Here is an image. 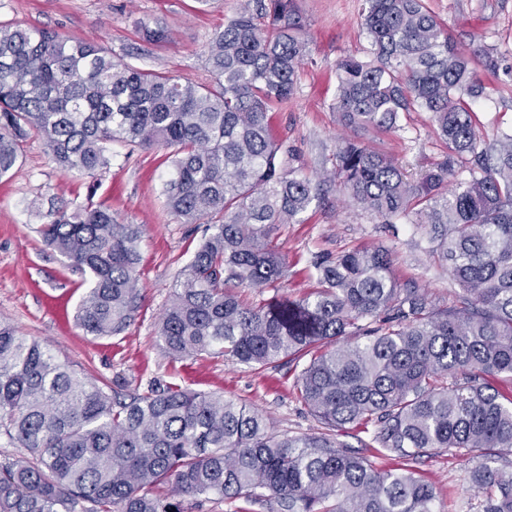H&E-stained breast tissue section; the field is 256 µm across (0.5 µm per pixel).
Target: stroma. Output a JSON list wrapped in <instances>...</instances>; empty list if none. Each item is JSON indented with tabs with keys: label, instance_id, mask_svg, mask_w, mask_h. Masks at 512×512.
<instances>
[{
	"label": "stroma",
	"instance_id": "35a3bbf8",
	"mask_svg": "<svg viewBox=\"0 0 512 512\" xmlns=\"http://www.w3.org/2000/svg\"><path fill=\"white\" fill-rule=\"evenodd\" d=\"M243 0H0V23L19 21L63 36L111 46L124 62L198 83L209 81L205 66L212 31L239 12ZM429 10L464 49L488 46L498 59L496 71L478 70L486 88L478 103L480 145L512 131V0H426ZM309 53L299 69L297 92L272 110V136L287 150L291 167L312 181L335 163L345 131L334 110L336 65L362 55L369 36L362 0H295ZM165 27L171 39L150 44L141 24ZM371 141L399 160L409 175L442 161L447 144L429 113L401 116L396 129L374 133ZM112 162L96 178L62 171L46 155L40 139L23 144L10 178L0 180V323L49 346L63 362L89 377L127 390L152 378L202 393H218L265 415L272 430L288 437L321 432L320 423L300 402L296 378L301 363L281 362L255 370L221 358L175 361L161 349L157 332L177 275L200 244L203 226L181 223L168 209L165 184L172 152L164 147L113 143ZM109 207L124 224H141V300L131 324L120 334L90 336L75 312L84 293L82 277L47 247L37 231L31 204L75 208L88 203ZM288 260L282 294L296 298L317 288L309 265L314 256L383 246L394 259L393 275L441 309L452 308L458 286L446 264L428 252L427 236L415 216L385 224L330 188L323 203L311 205L300 223L275 233ZM474 461L445 454L419 459L417 477L433 487L439 512H481L482 499L471 481Z\"/></svg>",
	"mask_w": 512,
	"mask_h": 512
}]
</instances>
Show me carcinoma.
I'll list each match as a JSON object with an SVG mask.
<instances>
[{
    "label": "carcinoma",
    "instance_id": "cac0c4a2",
    "mask_svg": "<svg viewBox=\"0 0 512 512\" xmlns=\"http://www.w3.org/2000/svg\"><path fill=\"white\" fill-rule=\"evenodd\" d=\"M366 57L336 66V112L354 133L328 178L389 219L415 212L431 253L459 286L435 308L392 275V254L362 248L310 261L319 288L245 303L237 289L277 290L288 262L272 235L320 199V185L286 167L268 112L288 102L308 53L294 0H256L215 30L211 81L194 83L112 57V48L21 23L0 24V178L38 137L62 170L91 178L108 145L172 149L165 192L183 224L207 235L180 270L158 329L175 360L224 357L251 368L305 360L297 389L327 429L274 433L224 397L159 379L122 393L0 324V512H191L244 500L268 512H437L411 463L429 455L479 460L482 512H512V133L479 149L473 105L485 93L474 64L425 0H364ZM429 112L448 157L408 178L362 139L401 115ZM469 172L448 193L455 163ZM44 242L84 276L79 326L112 336L140 300L144 225L92 203L42 214ZM375 426L373 443L402 466L379 472L334 431Z\"/></svg>",
    "mask_w": 512,
    "mask_h": 512
}]
</instances>
